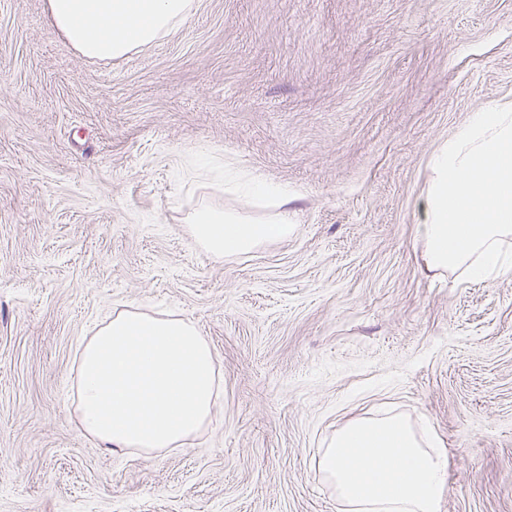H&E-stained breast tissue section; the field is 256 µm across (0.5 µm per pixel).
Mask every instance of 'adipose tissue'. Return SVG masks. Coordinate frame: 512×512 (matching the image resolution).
Wrapping results in <instances>:
<instances>
[{
	"label": "adipose tissue",
	"instance_id": "adipose-tissue-1",
	"mask_svg": "<svg viewBox=\"0 0 512 512\" xmlns=\"http://www.w3.org/2000/svg\"><path fill=\"white\" fill-rule=\"evenodd\" d=\"M195 8L196 0H47V20L80 54L118 59L166 37ZM430 170L417 226L423 271L477 279L512 272L502 252L512 238V104L476 113L432 155ZM224 191L268 211H196L191 236L210 257L293 234L287 185L228 165ZM221 384L194 322L116 310L81 352L80 427L114 452L179 448L214 416ZM319 464L340 512H440L447 491L444 448L398 415L349 421Z\"/></svg>",
	"mask_w": 512,
	"mask_h": 512
}]
</instances>
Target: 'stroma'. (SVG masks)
Listing matches in <instances>:
<instances>
[{
	"label": "stroma",
	"instance_id": "obj_1",
	"mask_svg": "<svg viewBox=\"0 0 512 512\" xmlns=\"http://www.w3.org/2000/svg\"><path fill=\"white\" fill-rule=\"evenodd\" d=\"M0 0V512H337L321 454L388 412L448 456L440 512H512V273L421 270L434 150L512 102V0H197L91 60ZM288 184L295 230L210 259L242 208L199 156ZM194 321L223 377L190 443L110 454L78 347L113 306Z\"/></svg>",
	"mask_w": 512,
	"mask_h": 512
}]
</instances>
